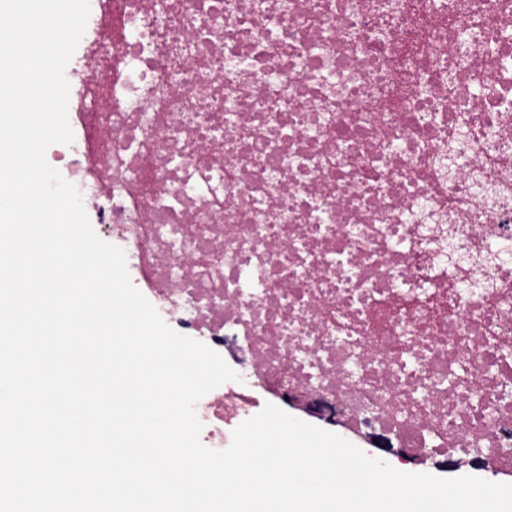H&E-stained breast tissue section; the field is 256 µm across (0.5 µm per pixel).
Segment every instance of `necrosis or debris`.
<instances>
[{"instance_id": "necrosis-or-debris-1", "label": "necrosis or debris", "mask_w": 512, "mask_h": 512, "mask_svg": "<svg viewBox=\"0 0 512 512\" xmlns=\"http://www.w3.org/2000/svg\"><path fill=\"white\" fill-rule=\"evenodd\" d=\"M46 158L166 324L512 468V0H90Z\"/></svg>"}]
</instances>
